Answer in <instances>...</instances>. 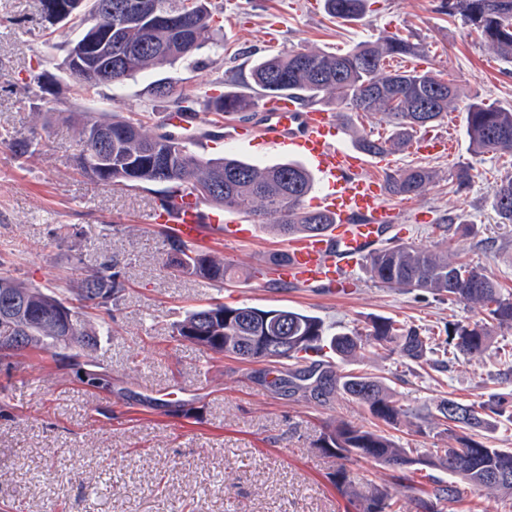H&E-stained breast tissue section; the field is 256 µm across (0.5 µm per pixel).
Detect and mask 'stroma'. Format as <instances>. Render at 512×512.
<instances>
[{
	"label": "stroma",
	"mask_w": 512,
	"mask_h": 512,
	"mask_svg": "<svg viewBox=\"0 0 512 512\" xmlns=\"http://www.w3.org/2000/svg\"><path fill=\"white\" fill-rule=\"evenodd\" d=\"M219 3L224 44L203 50L199 67L148 70L81 97L61 69L72 32L43 34L42 0H0V133L34 130L40 141L26 157L0 144V255L19 279L57 292L77 287L79 268L108 258L119 261L126 279L112 308V333L92 356L106 377L102 385L82 383L67 359L0 360V512H355L334 483L336 458L314 442L329 421L374 426L366 408L339 395L319 400L284 392L272 384L285 376L283 364L206 352L175 336L174 323L186 310L218 300L300 309L345 328L391 317L443 340L450 321L480 317L445 297L378 285L364 267L346 293L261 283L251 271L287 252L290 239L232 211L227 219L248 224L250 238L207 251L231 264L235 277L219 282L174 271L166 265L163 233L147 221L159 185L105 186L81 174L71 108L126 116L149 105L160 125L173 105L152 98L156 81L202 102L214 93L247 91L252 67L267 55L344 52L401 32L421 53L388 58L387 71L432 70L460 87L463 105L426 131L450 138L451 154L408 147L394 152L391 169L371 168L383 179L412 167L437 174L422 196H387L398 213L387 239L462 258L512 290V224L501 223L492 206L496 184L512 176V158L475 153L465 133L467 104L512 105L511 59L468 33L441 0H374L358 23L330 19L322 0ZM42 71L57 79L55 113L46 122L22 94L30 75ZM320 105L335 112L346 146L364 133H391L381 115L351 116L325 99ZM197 150L260 165L299 158L259 139L234 145L211 135ZM463 166L474 178L460 190L456 174ZM496 340L482 357L446 367L369 348L338 368L385 378L414 412L435 410L448 397L481 403L512 395V329L497 331Z\"/></svg>",
	"instance_id": "stroma-1"
}]
</instances>
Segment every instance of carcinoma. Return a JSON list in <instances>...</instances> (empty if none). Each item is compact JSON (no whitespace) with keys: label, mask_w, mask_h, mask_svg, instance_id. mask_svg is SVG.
Returning <instances> with one entry per match:
<instances>
[{"label":"carcinoma","mask_w":512,"mask_h":512,"mask_svg":"<svg viewBox=\"0 0 512 512\" xmlns=\"http://www.w3.org/2000/svg\"><path fill=\"white\" fill-rule=\"evenodd\" d=\"M70 14L78 15L71 25L80 29L63 61L78 55L87 68L98 74L101 58L89 48L88 40L112 34V76L91 79L74 75L80 90L88 93L112 88L138 72L179 62H198L206 47L219 45L222 27L216 24L221 9L211 0H67ZM328 16L343 22L362 19L371 0H322ZM448 15L480 32L501 55L512 58V0H442ZM415 44L398 33L355 45L344 53L300 49L268 56L254 65L252 83L269 99L297 95L310 102L318 97L332 99L350 112L383 115L392 127L387 138L368 135L357 139V148L370 156L407 146L414 134L433 126L448 115L460 92L451 83L429 71H385V60L393 55H413ZM24 93L47 101L51 79L33 74ZM157 96L168 97L180 115H197L194 101L173 89L157 86ZM253 101L242 94L221 93L207 101L208 113L218 124L224 115L248 110ZM78 125L77 166L82 173L104 185L140 187L161 184L158 202L165 204L181 192L196 199L242 212L257 224H269L282 236H317L332 224L321 209L307 210L305 198L315 190L316 179L300 162L288 161L259 166L223 156L207 157L194 150L193 134L168 130L152 123L149 111L97 118L74 112ZM109 132V142L98 146L88 138L94 130ZM467 136L477 154L512 156V106L471 103L467 107ZM0 143L15 156L32 154L39 145L36 133L8 135ZM432 175L424 168H412L389 176L387 190L400 197L421 194ZM493 208L503 224H512V177L503 179L493 191ZM167 266L181 273L213 281L233 275V268L207 253L189 248L172 235H165ZM371 278L389 288L421 291L478 307L476 321L448 322L443 353L452 361L482 355L494 333L512 327V292H503L483 270L452 260L442 252L412 245L395 244L376 249L366 260ZM8 289L20 306L0 302V310L10 320L0 325V336H19L21 341L7 346L0 342V355L50 353L69 350L79 358L92 352L99 336L112 331V306L125 289L118 261L109 258L81 278L74 298H63L48 288H40L15 277L0 258V290ZM288 323V346L275 361H304L311 353L329 354L347 361L365 346L399 354L412 360L430 361L437 351L436 339L423 336L389 317L370 320L367 333L339 331L319 317L292 309L269 311L253 306H228L215 301L191 309L174 324L177 336L217 355L241 360H268L265 340L279 331L271 313ZM7 350H1V347ZM278 385L295 393L302 391L319 398L339 393L367 407L372 417L398 428L408 424L423 432L433 426L448 435V447L420 455L402 448L392 436L344 421L325 425L315 447L336 457L335 483L338 491L353 501L357 512H443L441 504L459 501L457 483L475 490L496 492L512 498V478L500 481L497 475H512V448H493L483 433L501 425H512V400L491 397L479 403L444 399L434 417L417 415L403 408L384 380L367 375L342 373L330 361L314 360L300 368L288 369ZM375 461L391 471L393 484L412 480L426 469L448 474L444 480L431 474L427 482L414 488L406 499L388 487L369 491L358 489L350 477L349 465Z\"/></svg>","instance_id":"carcinoma-1"}]
</instances>
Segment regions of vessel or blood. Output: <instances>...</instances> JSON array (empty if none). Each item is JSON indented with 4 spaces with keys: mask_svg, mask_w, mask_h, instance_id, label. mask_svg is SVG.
<instances>
[{
    "mask_svg": "<svg viewBox=\"0 0 512 512\" xmlns=\"http://www.w3.org/2000/svg\"><path fill=\"white\" fill-rule=\"evenodd\" d=\"M259 112V127L226 126L225 141L242 143L257 133L273 149L297 150L319 179L321 209L336 217L326 234L296 240L274 278L303 287H347L397 219L396 211L385 202L384 183L367 172L372 165L387 166L388 155L372 160L343 146L336 138L335 113L314 104L292 98L265 101ZM152 221L195 247L212 240L242 241L250 234L243 225L225 223L223 213L204 212L189 196L176 199L169 210L154 212Z\"/></svg>",
    "mask_w": 512,
    "mask_h": 512,
    "instance_id": "vessel-or-blood-1",
    "label": "vessel or blood"
}]
</instances>
